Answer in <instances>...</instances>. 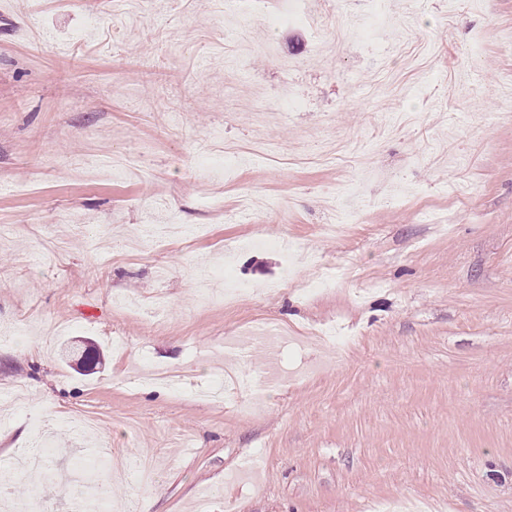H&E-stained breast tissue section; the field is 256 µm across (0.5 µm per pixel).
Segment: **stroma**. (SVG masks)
Returning <instances> with one entry per match:
<instances>
[{
  "mask_svg": "<svg viewBox=\"0 0 512 512\" xmlns=\"http://www.w3.org/2000/svg\"><path fill=\"white\" fill-rule=\"evenodd\" d=\"M112 4L0 0V507L69 512L101 442L157 471L143 487L103 470L112 512L204 495L210 512H512V0H387L374 37L329 62L307 25L257 23L272 58L227 40L213 0L133 2L126 23ZM285 85L298 108L260 111ZM213 135L265 151L204 178ZM222 260L261 295L201 304ZM327 267L335 287L312 292ZM322 324L350 336L344 358L300 339L280 385L263 347H224ZM231 357L252 412L201 395ZM150 365L186 388L137 385ZM84 415L94 433L70 427ZM43 438L55 477L33 483Z\"/></svg>",
  "mask_w": 512,
  "mask_h": 512,
  "instance_id": "obj_1",
  "label": "stroma"
}]
</instances>
